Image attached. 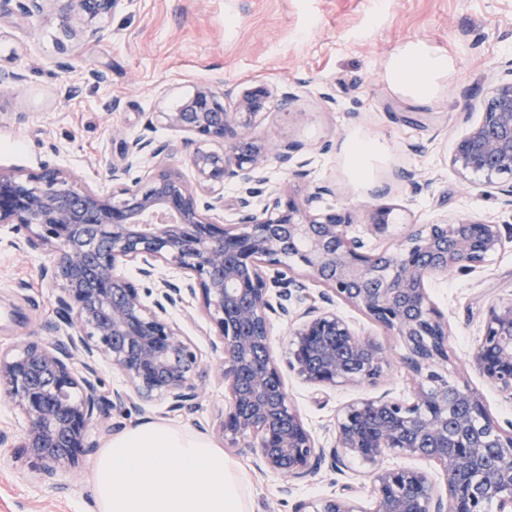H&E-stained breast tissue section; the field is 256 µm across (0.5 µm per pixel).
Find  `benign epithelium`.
<instances>
[{"label": "benign epithelium", "mask_w": 512, "mask_h": 512, "mask_svg": "<svg viewBox=\"0 0 512 512\" xmlns=\"http://www.w3.org/2000/svg\"><path fill=\"white\" fill-rule=\"evenodd\" d=\"M124 2L0 0V21L29 22L53 8L63 34L75 39ZM25 80L23 70L0 67L1 92ZM231 94L202 84L175 111L162 113L169 127L187 134L182 150L197 189L168 169L157 170L145 190L127 181L133 168L164 151L150 125L122 140L109 196L57 169L23 178L0 168V227H25L26 246L53 255L43 278L56 290L59 314L45 337L0 352V392L24 415L20 448L30 469L50 479L75 465L86 452L85 433L111 407L161 397L168 411L179 412L196 403L208 364L172 312L198 300L216 328L210 347L227 383L219 429L230 444L245 443L258 467L290 483L324 464L339 470L350 456L372 463L392 452L437 465L443 483L422 468L375 469L368 474L373 512H487L490 504L512 512V432L489 417L476 393L444 374L448 323L426 288L504 248L500 225L470 218L412 224L398 248L374 250L352 232L348 213L311 211L330 193L325 185L301 201L270 191L259 208L260 190L250 183H265L273 161L289 165L293 147L249 135L267 109V87L245 93L229 112L221 99ZM482 109L451 162L490 179L512 172V78L492 87ZM234 182L243 184L232 203L238 223L218 224L212 212L224 209V185ZM370 226L386 232L389 211L374 210ZM288 258L325 287L321 304L311 302L303 280L273 270ZM157 262L185 276L140 288L122 272L135 263L138 275L150 279ZM338 301L396 336L416 388L410 401L383 394L349 403L336 419L333 446L323 448L290 401L270 336L274 319L291 322L288 371L308 385L376 382L390 353L336 311ZM97 360L119 370L130 390L102 392ZM474 362L512 400V297L486 306ZM296 512L365 508L336 495L302 501Z\"/></svg>", "instance_id": "1"}]
</instances>
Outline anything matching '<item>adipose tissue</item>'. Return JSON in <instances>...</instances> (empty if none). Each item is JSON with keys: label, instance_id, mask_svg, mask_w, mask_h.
Segmentation results:
<instances>
[{"label": "adipose tissue", "instance_id": "ef3b65f1", "mask_svg": "<svg viewBox=\"0 0 512 512\" xmlns=\"http://www.w3.org/2000/svg\"><path fill=\"white\" fill-rule=\"evenodd\" d=\"M451 67L447 52L415 39L396 48L385 66V77L391 88L409 102L424 105L436 97Z\"/></svg>", "mask_w": 512, "mask_h": 512}]
</instances>
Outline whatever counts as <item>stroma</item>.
<instances>
[{
	"label": "stroma",
	"instance_id": "stroma-1",
	"mask_svg": "<svg viewBox=\"0 0 512 512\" xmlns=\"http://www.w3.org/2000/svg\"><path fill=\"white\" fill-rule=\"evenodd\" d=\"M112 31L108 41L84 35L59 43L58 18L48 13L32 24L0 28V65L25 69L23 87L0 96V168L21 174L58 169L108 195V169L121 142L153 123L168 146L162 166L189 185L197 174L179 148L182 135L163 113L175 110L195 87L223 80L236 94L263 84L273 98L251 135L261 143L294 146L291 170L270 167L269 188L297 194L327 183L332 194L317 209L347 208L358 234L371 247L395 248L409 225L469 216L512 228V209L479 174L462 175L451 163L458 140L482 118L481 100L512 65V0H129L121 11L98 18ZM423 40L448 52L453 67L436 98L416 106L398 95L384 65L403 41ZM102 79H95V72ZM294 100L279 106L282 92ZM356 137L380 142L367 180H359L346 146ZM389 209L386 233H371L369 214ZM25 228L0 229V351L43 336L56 320L52 291L40 277L50 253L20 250ZM429 293L448 323V378L476 391L501 427L512 424V400L494 391L479 373L474 353L484 310L512 296V243L475 271L456 270L434 281ZM338 311L357 329L379 339L393 359L378 386L315 389L286 376L289 397L313 437L331 446L336 418L351 400L388 390L411 399V373L402 350L387 333L350 305ZM224 380L210 370L197 405L170 413L164 400L147 412L111 411L108 430L92 429L89 451L54 482L30 473L15 444L24 426L19 408L0 394V512H89L98 450L113 434L162 420L206 435L247 477L255 512H292L297 501L330 496L350 487L372 508V466L416 467L414 457L384 454L376 464L346 461L343 473L320 470L282 493L283 481L255 469L248 449L230 446L217 427Z\"/></svg>",
	"mask_w": 512,
	"mask_h": 512
}]
</instances>
